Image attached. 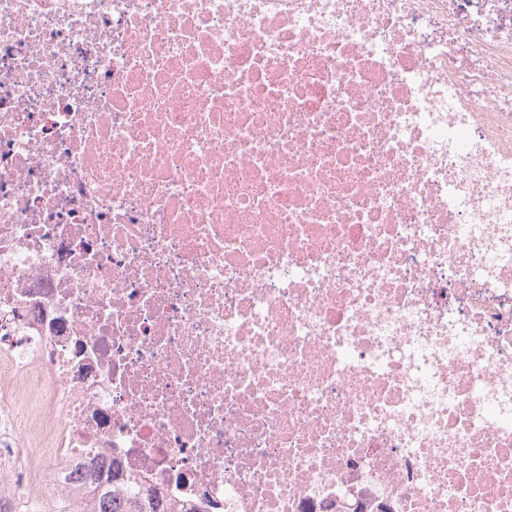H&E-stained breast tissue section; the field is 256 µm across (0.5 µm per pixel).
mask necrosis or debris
Returning a JSON list of instances; mask_svg holds the SVG:
<instances>
[{"label":"necrosis or debris","mask_w":512,"mask_h":512,"mask_svg":"<svg viewBox=\"0 0 512 512\" xmlns=\"http://www.w3.org/2000/svg\"><path fill=\"white\" fill-rule=\"evenodd\" d=\"M96 478L512 512V0H0V512Z\"/></svg>","instance_id":"1"}]
</instances>
